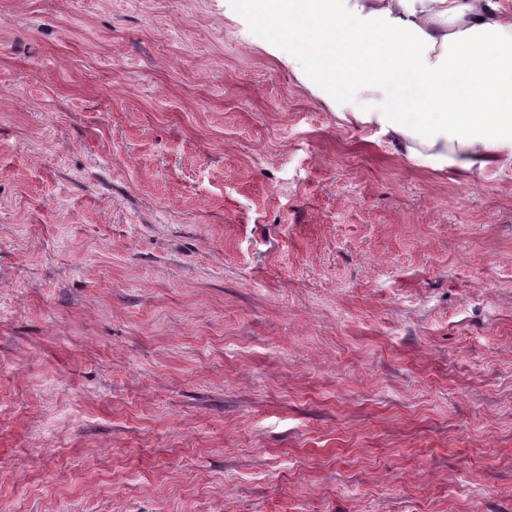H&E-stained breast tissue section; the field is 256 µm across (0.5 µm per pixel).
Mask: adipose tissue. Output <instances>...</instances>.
I'll list each match as a JSON object with an SVG mask.
<instances>
[{
    "label": "adipose tissue",
    "instance_id": "ef3b65f1",
    "mask_svg": "<svg viewBox=\"0 0 512 512\" xmlns=\"http://www.w3.org/2000/svg\"><path fill=\"white\" fill-rule=\"evenodd\" d=\"M340 123L414 165L512 167V0H232Z\"/></svg>",
    "mask_w": 512,
    "mask_h": 512
}]
</instances>
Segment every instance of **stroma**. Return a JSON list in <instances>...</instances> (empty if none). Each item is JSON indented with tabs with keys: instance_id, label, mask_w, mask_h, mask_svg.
Listing matches in <instances>:
<instances>
[{
	"instance_id": "35a3bbf8",
	"label": "stroma",
	"mask_w": 512,
	"mask_h": 512,
	"mask_svg": "<svg viewBox=\"0 0 512 512\" xmlns=\"http://www.w3.org/2000/svg\"><path fill=\"white\" fill-rule=\"evenodd\" d=\"M0 512H512V169L231 0H0Z\"/></svg>"
}]
</instances>
